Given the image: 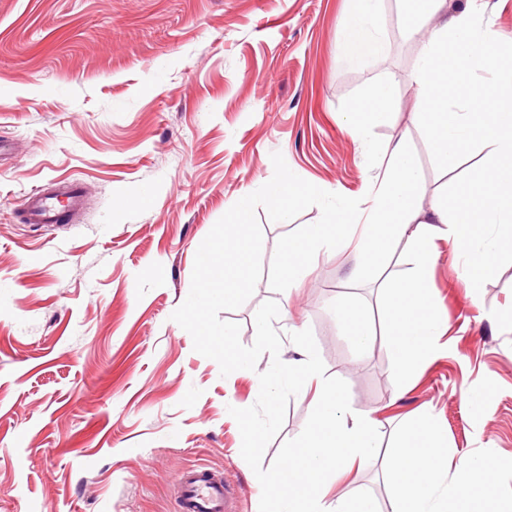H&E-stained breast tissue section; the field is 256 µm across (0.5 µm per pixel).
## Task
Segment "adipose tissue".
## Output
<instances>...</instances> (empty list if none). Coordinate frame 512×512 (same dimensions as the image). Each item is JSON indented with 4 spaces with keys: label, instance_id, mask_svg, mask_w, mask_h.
Wrapping results in <instances>:
<instances>
[{
    "label": "adipose tissue",
    "instance_id": "obj_1",
    "mask_svg": "<svg viewBox=\"0 0 512 512\" xmlns=\"http://www.w3.org/2000/svg\"><path fill=\"white\" fill-rule=\"evenodd\" d=\"M381 3L351 0L342 34L346 65L361 64L367 54L382 50ZM399 3L406 20L431 25L411 74L431 149L443 161L474 149L482 153L486 164L477 170L476 180L487 194L484 205L463 206L453 215L440 195L433 197L428 209L417 208L418 173L404 141L387 146L389 163L371 181L366 232L356 245L360 262L373 261L393 238L405 239L411 250L408 267L395 275L393 287L399 296L388 311L391 345L405 375L417 360L441 351L445 323L430 292L435 238L456 241L475 288L497 259L512 255V176L502 175L504 166L512 167V80L501 83L490 96L482 88L483 73L512 70V45L499 47L493 59H486L484 47L491 34L476 14L449 9L448 0ZM395 108L390 83H379L357 100L347 130L366 139L370 125L385 121ZM417 431L421 446L396 463L392 512H444L449 497H464L474 484L489 483L488 460L480 455L461 458L455 473H448V450L432 414L420 418ZM450 474L455 480L449 486L445 480Z\"/></svg>",
    "mask_w": 512,
    "mask_h": 512
}]
</instances>
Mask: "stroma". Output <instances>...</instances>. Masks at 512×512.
<instances>
[{
  "mask_svg": "<svg viewBox=\"0 0 512 512\" xmlns=\"http://www.w3.org/2000/svg\"><path fill=\"white\" fill-rule=\"evenodd\" d=\"M476 10L495 43L512 44V0H451ZM350 0H0V512H175L187 468L224 473L258 512L261 486L243 460L229 407L253 405L259 372L224 376L193 349L171 315L187 298L196 252L236 201L273 176L271 155L312 184L351 198L368 192L407 141L420 173L418 202L455 190L483 204L468 163H441L414 123L409 75L421 39L397 0L383 2L384 48L357 67L341 61ZM400 108L367 141L344 127L359 96L384 78ZM75 183L84 207L58 224H30L23 200ZM263 266L278 239L315 223L318 207L273 222L264 208ZM358 233L319 254L284 292L256 288L220 312L255 340V314L276 301L280 357L300 360L289 335L312 329L328 375L345 380L352 411L371 418L381 457L325 483L329 499L375 501L390 512L396 448L414 447L431 412L448 464L482 453L491 487L449 512H512V258L480 290L459 249L436 243L430 287L448 326L443 349L408 378L387 343L391 272L407 268L405 240L358 267ZM359 311L375 332L361 351L336 319ZM486 411L472 418L468 396ZM316 404L307 381L291 398L270 466Z\"/></svg>",
  "mask_w": 512,
  "mask_h": 512,
  "instance_id": "35a3bbf8",
  "label": "stroma"
}]
</instances>
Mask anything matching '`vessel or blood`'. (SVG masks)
I'll return each mask as SVG.
<instances>
[{"label": "vessel or blood", "mask_w": 512, "mask_h": 512, "mask_svg": "<svg viewBox=\"0 0 512 512\" xmlns=\"http://www.w3.org/2000/svg\"><path fill=\"white\" fill-rule=\"evenodd\" d=\"M24 209L28 223H58L62 211L47 194L27 197ZM240 497L229 480L210 469L196 466L178 478V512H241Z\"/></svg>", "instance_id": "1"}]
</instances>
